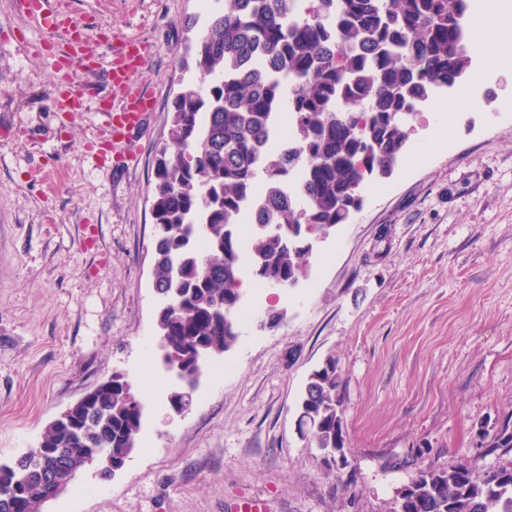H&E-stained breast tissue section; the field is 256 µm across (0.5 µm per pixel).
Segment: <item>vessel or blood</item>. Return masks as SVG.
Returning a JSON list of instances; mask_svg holds the SVG:
<instances>
[{"mask_svg":"<svg viewBox=\"0 0 512 512\" xmlns=\"http://www.w3.org/2000/svg\"><path fill=\"white\" fill-rule=\"evenodd\" d=\"M22 9L38 29L61 36L62 45L56 46L53 69L63 75L50 100L54 111L68 114L83 108L82 95L73 86L72 63L75 61L76 47L74 32L76 22L60 23L53 11L47 6V0H22ZM147 62V56L141 43L129 41L123 44L119 52L114 53L105 62L108 81L114 93L118 95V104L101 107L103 126L109 136L112 155L115 162H126L130 154L129 139L140 131L154 108V94L146 83L138 81L137 72Z\"/></svg>","mask_w":512,"mask_h":512,"instance_id":"obj_1","label":"vessel or blood"}]
</instances>
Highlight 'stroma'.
<instances>
[{"mask_svg": "<svg viewBox=\"0 0 512 512\" xmlns=\"http://www.w3.org/2000/svg\"><path fill=\"white\" fill-rule=\"evenodd\" d=\"M102 56L128 39L150 54L155 91L134 159L101 151L94 101L61 116L45 35L20 0H0V463L114 374L144 405L124 467L78 471L43 512H389L419 471L512 462L483 434L512 418V75L473 49L462 82L476 109L416 114L393 175L372 181L349 221L302 261L297 287L245 282L235 346L210 361L190 410L158 354L152 287L155 158L168 142L185 66L182 22L199 0H50ZM285 311L261 326L267 309ZM332 360L343 397L344 466L327 469L296 433L309 374Z\"/></svg>", "mask_w": 512, "mask_h": 512, "instance_id": "1", "label": "stroma"}]
</instances>
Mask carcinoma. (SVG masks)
<instances>
[{
    "instance_id": "cac0c4a2",
    "label": "carcinoma",
    "mask_w": 512,
    "mask_h": 512,
    "mask_svg": "<svg viewBox=\"0 0 512 512\" xmlns=\"http://www.w3.org/2000/svg\"><path fill=\"white\" fill-rule=\"evenodd\" d=\"M211 2L197 79L175 96L152 186L158 342L188 371L199 353L238 341L241 306L225 309L239 296L242 257L268 286L299 278L303 244L344 223L368 181L393 174L409 138L395 116L460 86L471 64L470 0ZM298 167L303 183L287 192ZM255 195L262 205L250 209ZM247 212L255 230L245 243L236 221ZM339 387L328 361L299 399L313 421L300 440L324 454L344 448ZM136 401L117 374L77 405L75 428L47 425L40 451L0 464V512H39L49 476L69 479L93 454L131 453ZM484 439L512 448V422ZM408 491L413 512H512V464L480 475L468 461L421 470Z\"/></svg>"
}]
</instances>
